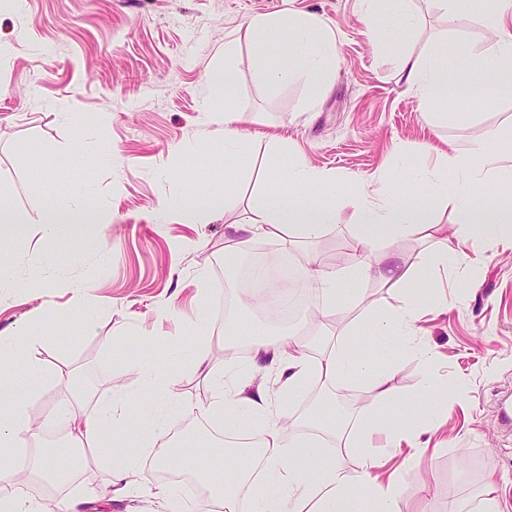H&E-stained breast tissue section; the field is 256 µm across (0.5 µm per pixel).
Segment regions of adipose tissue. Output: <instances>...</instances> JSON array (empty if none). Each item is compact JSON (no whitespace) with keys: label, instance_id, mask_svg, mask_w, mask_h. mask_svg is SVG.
Here are the masks:
<instances>
[{"label":"adipose tissue","instance_id":"ef3b65f1","mask_svg":"<svg viewBox=\"0 0 512 512\" xmlns=\"http://www.w3.org/2000/svg\"><path fill=\"white\" fill-rule=\"evenodd\" d=\"M510 17L512 0H486L484 23L497 39L484 58L472 67L448 69V57L463 55L464 46L445 36L436 41L430 52L417 56L403 54L400 74L408 92L429 105L451 92L511 86L512 33L505 29ZM275 28L290 31L291 37L282 43L281 49L285 54L302 57L303 63L294 72L276 69L260 50L251 61L255 78L262 83L302 78L311 100H318L329 90V78L336 67L335 33L315 14L288 12L253 17L243 36L252 41ZM510 159L512 129L489 130L482 140L464 151L451 148L437 152L416 177L417 184L432 200L426 206L413 193H386L366 184L338 193L335 174L314 167L301 155H290L287 170L274 167L266 174V187L249 221L232 225L230 241L234 253L249 251L258 240L273 242L287 253L296 241L320 237L335 223L338 211L335 204L319 205L315 199L321 193L337 194L341 203L350 206L359 219L347 240L356 263L348 269L324 270L315 260H308L309 280L322 290L329 310L336 306L340 283L365 279L397 289L398 303L369 301L365 296H358V313L346 331V339L316 358L293 333L284 330L273 336H258L244 332L235 319H226V335L248 345L254 372L273 369L278 372L276 382L258 385L244 378L239 369L227 370L222 376L212 374L209 368L212 333L205 317H198L194 357L183 373H168L155 362L137 366L151 409L144 417L150 436L116 440V433L128 425L129 416L124 398L112 396L91 405L74 406L64 421L69 447L90 450L94 461L105 467L113 497L126 498L138 493L141 449L157 447L156 439L163 434V417L169 410L192 411L193 404L184 397L182 384L185 378L198 377L209 389L211 413L224 419L226 430L245 426L256 430L258 440L256 447L226 453L232 480H224L203 463H195V473L204 476L210 486V505L220 507L221 512H240L242 489L249 480L253 463L257 462L261 465L262 490L251 500L252 512H360L366 499L371 500L374 512H397L407 471L398 468L380 476L376 470L381 460L402 442L421 450L419 435L410 427L409 420L418 414L435 415L448 401V387L429 374L419 402L400 409L392 383L396 363L373 369L353 346L352 337L368 329L381 340L393 342L403 355L421 361L429 370L435 365L434 352L419 338L418 322L425 313L437 311L438 303L411 291L416 269L394 264L375 266L370 257L375 251L411 238L439 233L441 224L434 210L438 203L453 206L456 222L462 228L458 256H465L479 245L506 236L512 238V198L503 199L493 209L480 204L494 182L505 175L506 162ZM233 194L229 186L221 191L187 193L167 201L157 218L162 221L173 214L184 223L201 224L212 213L228 206ZM102 221L101 213L90 206L87 189L66 187L52 190L40 228L44 236L58 238L75 225ZM344 377L364 386L371 396L370 405L356 418L336 414L331 400L322 401L328 416L312 428L289 413L288 399L302 392L310 381L332 386ZM68 379L63 371L47 370L34 361L27 362L20 375H0V388L20 380L27 389L26 395L14 399L9 416H0V483L7 486L0 493V512H42L20 492L12 459L24 449L26 438L33 430L29 395L47 383L60 384ZM332 437L339 440V448H329L328 440ZM353 448L361 455L356 468L347 462L348 452Z\"/></svg>","mask_w":512,"mask_h":512}]
</instances>
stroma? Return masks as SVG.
<instances>
[{"instance_id":"35a3bbf8","label":"stroma","mask_w":512,"mask_h":512,"mask_svg":"<svg viewBox=\"0 0 512 512\" xmlns=\"http://www.w3.org/2000/svg\"><path fill=\"white\" fill-rule=\"evenodd\" d=\"M292 7L319 15L335 32L339 63L330 90L311 101L294 80L256 81L252 45L241 41L224 89L207 93V74L224 64V44L256 15ZM417 23L372 37L362 0H0V192L29 223L27 232L0 240L15 288L0 287V332L33 327L31 350L46 368L84 376L94 398L121 389L131 413L144 406L136 363L153 360L179 371L194 346L191 324L206 312L213 333L214 373L244 367L247 354L225 355L223 306L236 317L265 319L224 289L228 227L247 220L265 172L279 164L277 144L336 175L343 186L369 183L390 191L404 168L428 164L446 146L468 149L488 129L512 126V88L485 89L424 106L399 74L401 52L421 54L451 33L479 60L490 47L478 13L448 21L434 0H417ZM211 95L215 111L200 101ZM244 110L241 166L224 156V115ZM233 177L227 210L208 223L178 219L158 224L154 213L189 185L223 188L212 169ZM83 185L110 223L91 241L46 239L37 230L54 186ZM357 217L341 207L337 225L299 255L336 253L337 267L353 264L344 250ZM426 297L448 304L426 316L424 342L438 354L439 378L454 393L438 424H421L428 451H402L386 468L407 467L399 512H476L492 493L498 512H512V428L500 421L501 400L512 395V247H480L471 266L423 271ZM355 294L392 300L374 281L343 284L320 346L342 339L356 311ZM139 333L141 341L130 338ZM368 358H396L401 400L423 391L425 368L396 357L391 344L358 338ZM183 391L193 413H171L167 443L195 441L207 449L209 392L201 379ZM155 449L144 451L145 490L113 500L106 477L86 467L59 496L87 503L86 512H154L146 489L155 482Z\"/></svg>"}]
</instances>
